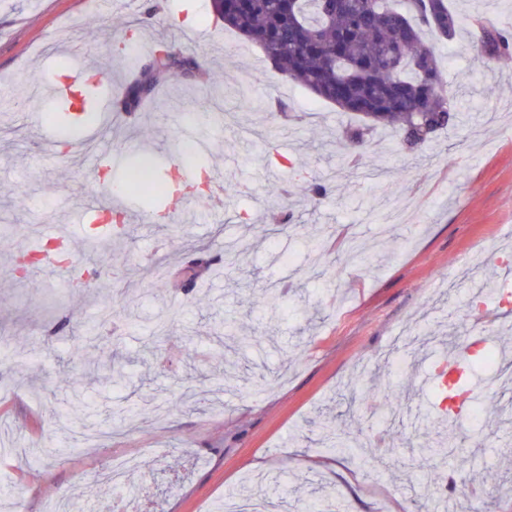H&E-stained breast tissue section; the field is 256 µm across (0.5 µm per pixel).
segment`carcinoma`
<instances>
[{
  "label": "carcinoma",
  "mask_w": 512,
  "mask_h": 512,
  "mask_svg": "<svg viewBox=\"0 0 512 512\" xmlns=\"http://www.w3.org/2000/svg\"><path fill=\"white\" fill-rule=\"evenodd\" d=\"M212 11L247 41L259 46L264 61L280 78L296 83L316 96L353 112L358 123L342 131L338 144L352 153L370 141L379 126L395 129L401 145L419 151L439 132L458 121V102L448 89L427 34L450 41L459 28L448 0H211ZM480 41L500 55L512 52V35L482 28ZM178 67L190 72L196 63L179 58L164 46L154 53L152 67L131 80L119 101L124 112L138 111ZM80 102L70 96L44 114L46 122L70 130L97 123L100 88L95 81L79 85ZM133 173L144 186L148 207L167 195L171 173L143 160ZM91 266L87 275L99 273L105 245L90 242ZM488 365L487 355L466 357L451 384L433 389L439 402L471 391L478 365ZM456 419L441 422L448 429L433 457H444L457 437Z\"/></svg>",
  "instance_id": "1"
}]
</instances>
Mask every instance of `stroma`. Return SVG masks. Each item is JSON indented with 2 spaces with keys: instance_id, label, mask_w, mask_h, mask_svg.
Listing matches in <instances>:
<instances>
[{
  "instance_id": "1",
  "label": "stroma",
  "mask_w": 512,
  "mask_h": 512,
  "mask_svg": "<svg viewBox=\"0 0 512 512\" xmlns=\"http://www.w3.org/2000/svg\"><path fill=\"white\" fill-rule=\"evenodd\" d=\"M152 3L0 0V440L34 457H0V507L47 512L65 499L112 512L120 497L127 512H218L260 478L289 490L294 512H438L447 498L512 512V383L480 373L477 413L447 456L428 459L432 376L449 351L409 346L418 334L466 344L480 284L512 264V58L470 49L474 12L512 30V0H450L462 25L433 46L461 105L456 127L415 154L378 128L343 165L336 136L352 115L269 72L210 0H197L191 25L177 21L186 0L155 13ZM130 30L215 84L173 76L164 99L119 111L152 62ZM65 55L106 89L97 142L42 120L53 100L28 77L53 85ZM185 142L200 148L189 172L224 165L223 198L198 220L180 216L187 237L126 224L79 292L12 277L18 247L56 232L84 247V202L109 191L92 156L111 159L117 181L133 161L182 159ZM315 179L329 180L326 196L296 194ZM272 289L274 313L263 304ZM227 320L246 341L218 389L207 376L225 366L213 336ZM116 358L121 381L108 378ZM75 390L97 416L54 415ZM328 420L348 452L322 445ZM113 455L140 462L120 495L95 478Z\"/></svg>"
}]
</instances>
